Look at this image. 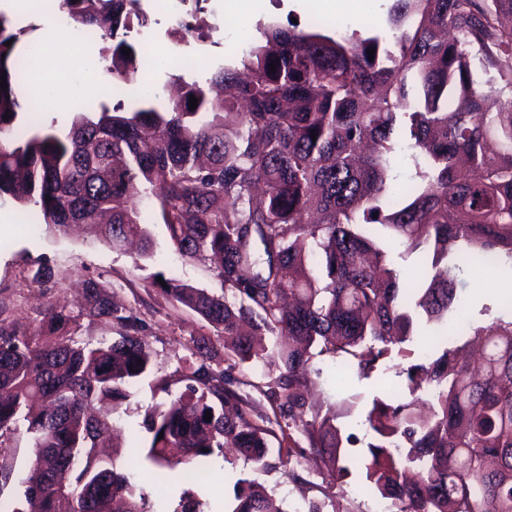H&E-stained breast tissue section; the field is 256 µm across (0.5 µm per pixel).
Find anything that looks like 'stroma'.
Instances as JSON below:
<instances>
[{"label": "stroma", "instance_id": "35a3bbf8", "mask_svg": "<svg viewBox=\"0 0 512 512\" xmlns=\"http://www.w3.org/2000/svg\"><path fill=\"white\" fill-rule=\"evenodd\" d=\"M225 0H208L205 19L210 27L206 42L196 40L176 44L168 36L177 18L184 16L186 0H148L146 5L153 24V43L145 51V61L135 72V79L146 78L155 85L166 86L169 77L182 73L186 81L204 78L219 64H238L242 51L232 47L225 29L231 19ZM253 29L250 42L261 39L260 26L287 25L297 21L307 27L316 16V0H303L302 8H292L290 0H251ZM189 56L197 66L176 70V59ZM163 58V68H155L156 58ZM142 215L155 241L152 258L139 256L136 249L118 251L100 241L89 228L80 227L72 233L54 238L38 224L33 207L23 206L9 197L0 198V322L21 328L32 327L48 305L66 304L79 308L83 302L81 285L89 278L101 279L109 287L113 303L137 311L145 323L143 337L155 352V375L138 382L131 390L126 406L113 411L112 418L119 431L109 455L117 464H124L131 443L143 431L140 427L144 411L151 405L166 401L168 394H179L184 385L179 376L186 358L191 355L193 342L207 338L211 350L223 352L224 340L197 313L174 301L154 287L156 273L172 277L196 288L220 290L221 283L208 264L181 259L169 242L164 224L150 208ZM49 268L51 279L41 283L38 271ZM464 279L465 288L458 292V303L474 322L486 324L495 318H512V304L502 298L504 288L512 286V274L497 273L489 268L470 264ZM326 374L320 384L312 385L310 393L315 405L335 402L337 393L357 396L352 411L338 419V426L369 441L371 434L364 425L363 411L382 387L398 388L402 377L387 371L381 380L359 379L350 374L343 391H336L330 376L332 362H325ZM168 379L170 393L155 389V379ZM248 474L264 485L284 512H308L310 503L319 502L323 512H379L385 501L365 493L360 473H353L340 482H333L327 471L315 469L307 460L293 463L291 468L278 467L266 471L253 470L232 450L206 459L192 491L212 512H222L233 503V483L240 474Z\"/></svg>", "mask_w": 512, "mask_h": 512}]
</instances>
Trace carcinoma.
<instances>
[{
    "mask_svg": "<svg viewBox=\"0 0 512 512\" xmlns=\"http://www.w3.org/2000/svg\"><path fill=\"white\" fill-rule=\"evenodd\" d=\"M192 2L168 31L176 42L206 37L207 0ZM56 7L76 35L103 41V71L130 81L150 27L142 0ZM388 21L391 44L264 26L266 44L245 51L242 69L221 64L190 83L173 74L177 99L162 103L156 87L102 101L60 134L23 110L16 87L37 46L0 11V196L34 207L59 235L107 213L99 238L114 249L136 239L144 257L152 241L137 203L147 201L175 250L214 263L229 295L175 278L161 292L224 337L225 357L262 365L253 388L279 414L206 363L202 338L185 390L145 410L130 465L102 459L112 422L95 405L129 400L154 352L138 314L90 279L81 309L52 308L30 331L0 325V479L12 477L20 432L34 448L8 512H165L137 493L139 458L161 486L178 468L192 482L226 448L266 469L274 424L288 441L281 466L307 453L337 480L357 470L392 512H512V320L476 325L456 305L467 264L512 270V0H393ZM406 156L412 182L391 193ZM380 227L419 258L414 280L377 245ZM85 317L118 338L77 340ZM450 325L480 342L476 362L446 348ZM420 328L445 348L403 347ZM395 352L410 358L398 364L405 383L365 408V451L349 450L358 439L336 425L353 397L307 416L319 364L335 363L336 383L351 370L369 379ZM173 512L205 510L186 490ZM229 512H273L267 489L237 478Z\"/></svg>",
    "mask_w": 512,
    "mask_h": 512,
    "instance_id": "cac0c4a2",
    "label": "carcinoma"
}]
</instances>
